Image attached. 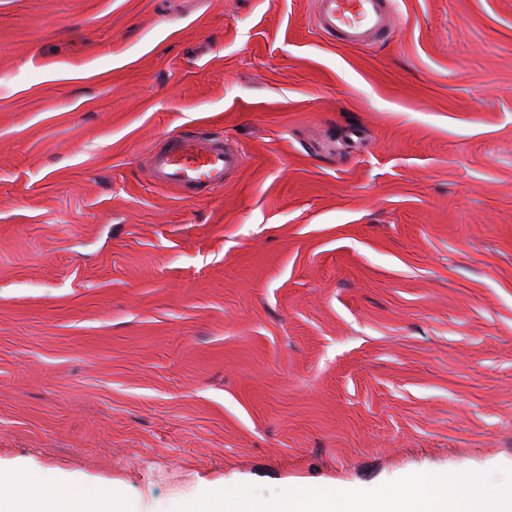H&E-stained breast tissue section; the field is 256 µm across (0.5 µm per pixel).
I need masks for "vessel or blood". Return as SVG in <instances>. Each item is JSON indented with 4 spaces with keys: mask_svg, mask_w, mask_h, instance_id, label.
Wrapping results in <instances>:
<instances>
[{
    "mask_svg": "<svg viewBox=\"0 0 512 512\" xmlns=\"http://www.w3.org/2000/svg\"><path fill=\"white\" fill-rule=\"evenodd\" d=\"M393 0H318L316 24L325 33L360 44L390 29ZM152 175L163 184H220L238 168L239 155L223 143L202 137L173 135L162 151L149 156Z\"/></svg>",
    "mask_w": 512,
    "mask_h": 512,
    "instance_id": "vessel-or-blood-1",
    "label": "vessel or blood"
}]
</instances>
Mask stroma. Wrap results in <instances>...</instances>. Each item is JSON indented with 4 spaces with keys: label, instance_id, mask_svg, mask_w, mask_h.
Masks as SVG:
<instances>
[{
    "label": "stroma",
    "instance_id": "stroma-1",
    "mask_svg": "<svg viewBox=\"0 0 512 512\" xmlns=\"http://www.w3.org/2000/svg\"><path fill=\"white\" fill-rule=\"evenodd\" d=\"M0 0V458L201 481L512 470V0ZM179 134L242 157L162 185ZM316 24L349 44H361L390 29L392 0H319Z\"/></svg>",
    "mask_w": 512,
    "mask_h": 512
}]
</instances>
